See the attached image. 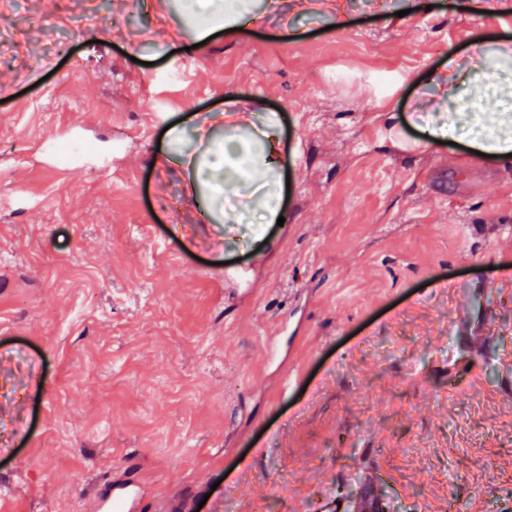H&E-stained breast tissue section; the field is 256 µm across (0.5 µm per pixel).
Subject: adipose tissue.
<instances>
[{
  "mask_svg": "<svg viewBox=\"0 0 512 512\" xmlns=\"http://www.w3.org/2000/svg\"><path fill=\"white\" fill-rule=\"evenodd\" d=\"M189 3L198 38L204 41L209 38L218 15L237 18L248 15L251 0H189ZM469 51L479 59V66L465 67L452 60L446 68L429 76L431 84L446 87L447 104L442 121L426 128V144L446 140L458 124L480 122V114L471 112L469 103L481 96L482 64L492 61L503 67L512 65L511 52L488 44L480 36L472 39ZM212 126L213 134L198 140L192 157L193 182L208 190L203 215L220 218L228 224L238 223V215L225 206L224 199L228 191L246 189L261 219L277 218L280 196L273 188L280 180L278 122L268 120L261 129L245 136L241 135L238 123L228 117L216 116Z\"/></svg>",
  "mask_w": 512,
  "mask_h": 512,
  "instance_id": "1",
  "label": "adipose tissue"
}]
</instances>
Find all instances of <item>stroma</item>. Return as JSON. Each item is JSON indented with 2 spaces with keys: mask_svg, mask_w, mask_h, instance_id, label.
I'll return each mask as SVG.
<instances>
[{
  "mask_svg": "<svg viewBox=\"0 0 512 512\" xmlns=\"http://www.w3.org/2000/svg\"><path fill=\"white\" fill-rule=\"evenodd\" d=\"M0 0V512H512V167L425 145L426 75L512 12ZM179 81H171L172 72ZM244 89L284 224L202 217L171 129ZM78 128L92 156L51 158ZM190 13L198 34V41L202 42L210 37L215 18L224 14L241 18L250 12L251 0H189ZM355 512H383L385 504L378 493L374 480H369L362 489L361 494L353 505ZM140 500V491L135 486L118 484L109 491L96 495L88 510L91 512H138Z\"/></svg>",
  "mask_w": 512,
  "mask_h": 512,
  "instance_id": "stroma-1",
  "label": "stroma"
}]
</instances>
